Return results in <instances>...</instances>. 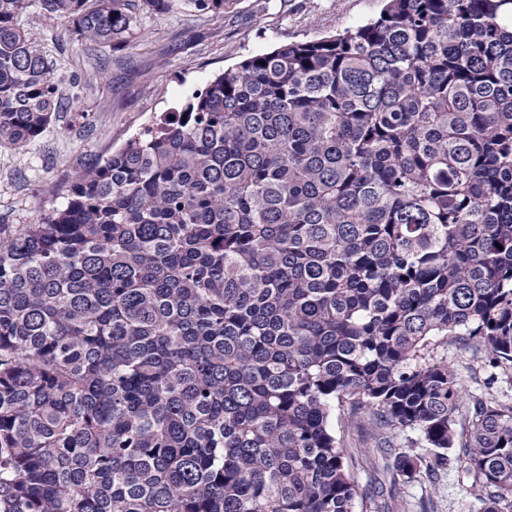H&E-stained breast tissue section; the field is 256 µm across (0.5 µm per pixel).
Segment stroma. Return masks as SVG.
<instances>
[{
    "mask_svg": "<svg viewBox=\"0 0 512 512\" xmlns=\"http://www.w3.org/2000/svg\"><path fill=\"white\" fill-rule=\"evenodd\" d=\"M381 0H227L223 16L179 10L147 15L137 39L121 48L84 45L57 20L33 18L31 30L57 60L65 100L43 137L21 153H0V219L34 221L40 210L65 207L71 176L106 159L225 68L275 45L336 33L378 15ZM466 396L512 402V371L492 375L462 345L437 348ZM353 476L362 493L355 512H480L467 475L451 468L435 478L396 477L379 449Z\"/></svg>",
    "mask_w": 512,
    "mask_h": 512,
    "instance_id": "35a3bbf8",
    "label": "stroma"
}]
</instances>
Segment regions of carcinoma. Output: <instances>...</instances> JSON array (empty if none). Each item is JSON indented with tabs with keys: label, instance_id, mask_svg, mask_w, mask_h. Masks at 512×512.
<instances>
[{
	"label": "carcinoma",
	"instance_id": "obj_1",
	"mask_svg": "<svg viewBox=\"0 0 512 512\" xmlns=\"http://www.w3.org/2000/svg\"><path fill=\"white\" fill-rule=\"evenodd\" d=\"M226 0H0V149L64 99L24 19L132 42ZM512 0H385L215 75L30 224H0V512H355L369 425L512 512ZM341 425H336L334 417ZM415 432L427 456L397 450ZM461 453L452 458L451 448ZM458 342L450 344L448 341V350L440 346L434 351V355L437 359L443 357L448 360V365L454 370L466 398L473 396L489 401L512 402V371L500 374L498 369L493 370L485 365V359L480 358L483 354L476 356ZM491 372L497 374L494 384H489L488 377Z\"/></svg>",
	"mask_w": 512,
	"mask_h": 512
}]
</instances>
